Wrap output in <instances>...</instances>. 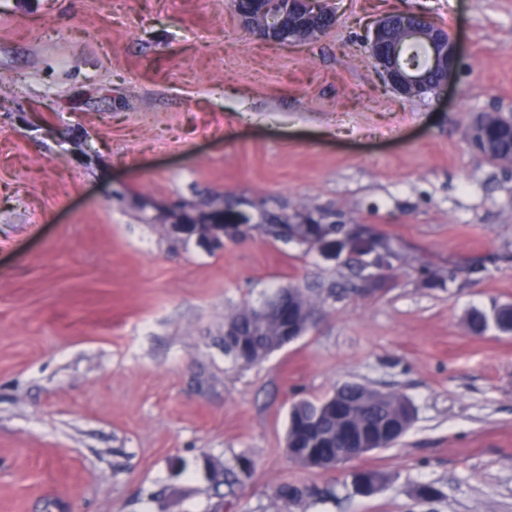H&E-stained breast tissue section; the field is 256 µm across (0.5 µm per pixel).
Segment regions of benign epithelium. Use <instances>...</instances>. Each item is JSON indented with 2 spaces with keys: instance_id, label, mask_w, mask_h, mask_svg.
<instances>
[{
  "instance_id": "obj_1",
  "label": "benign epithelium",
  "mask_w": 512,
  "mask_h": 512,
  "mask_svg": "<svg viewBox=\"0 0 512 512\" xmlns=\"http://www.w3.org/2000/svg\"><path fill=\"white\" fill-rule=\"evenodd\" d=\"M255 0H235L234 9L244 24H252ZM322 0H269L262 10L267 24L261 36L278 41L285 29H293L291 16L297 10L318 11ZM400 29L405 41L420 45L426 53L431 67L441 73L442 83L455 72L459 61V46L456 37L448 29L435 25L416 13H401L385 16L373 22L368 33V52L375 70L384 83L397 94L408 98L422 97L423 84L419 68L404 57L403 43L393 35ZM171 231L177 235L197 237L200 243L213 248L224 246V212L215 209L208 213L194 214L179 206L171 214ZM322 219L311 214L301 220H293L288 226V234L303 239L310 237L324 241L318 224Z\"/></svg>"
}]
</instances>
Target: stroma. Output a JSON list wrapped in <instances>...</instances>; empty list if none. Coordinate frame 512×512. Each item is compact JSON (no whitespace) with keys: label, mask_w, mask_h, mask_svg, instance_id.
<instances>
[{"label":"stroma","mask_w":512,"mask_h":512,"mask_svg":"<svg viewBox=\"0 0 512 512\" xmlns=\"http://www.w3.org/2000/svg\"><path fill=\"white\" fill-rule=\"evenodd\" d=\"M325 3L331 29L280 44L230 0H0V512H512V335L467 326L512 304V173L467 136L512 113V0ZM408 12L460 47L413 100L366 48ZM175 201L222 209L223 248L174 235ZM266 210L332 214L342 250ZM289 285L323 290L307 333L225 355V320ZM347 381L407 395L410 430L294 464L292 404ZM356 494L370 495L382 484L383 477L376 471H355L347 475ZM365 489V490H364Z\"/></svg>","instance_id":"35a3bbf8"}]
</instances>
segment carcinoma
I'll use <instances>...</instances> for the list:
<instances>
[{"label":"carcinoma","instance_id":"carcinoma-1","mask_svg":"<svg viewBox=\"0 0 512 512\" xmlns=\"http://www.w3.org/2000/svg\"><path fill=\"white\" fill-rule=\"evenodd\" d=\"M333 25V15L324 10L313 18L304 36L323 34ZM409 52L425 73L428 87H434L436 76L429 70L428 58L415 47ZM481 117L490 134L477 150L493 164L505 170L511 168L512 128L501 123L496 112H483ZM288 221L285 214L269 212L266 230L276 237L283 235ZM316 294L312 288L288 287V301L298 310L313 308ZM251 309L252 306H245L229 318L239 335L224 337V353L243 364L266 358L282 341L278 324L254 321ZM468 325L476 335L488 331L512 335V304H495L486 311H476L469 316ZM414 416V405L405 394L347 382L322 399H303L292 405L286 433L288 454L305 468L332 470L367 451L396 444L411 428ZM348 477L354 492L360 495L374 493L383 481L376 471H355Z\"/></svg>","mask_w":512,"mask_h":512}]
</instances>
